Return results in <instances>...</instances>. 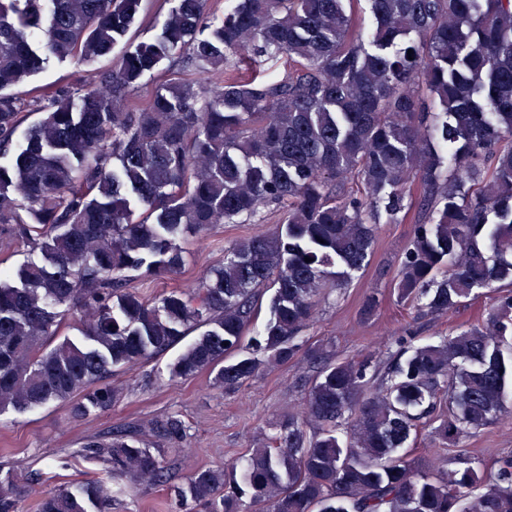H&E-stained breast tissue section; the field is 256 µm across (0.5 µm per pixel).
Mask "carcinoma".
Instances as JSON below:
<instances>
[{"mask_svg":"<svg viewBox=\"0 0 512 512\" xmlns=\"http://www.w3.org/2000/svg\"><path fill=\"white\" fill-rule=\"evenodd\" d=\"M142 5L0 0V239L40 254L0 267V413L105 410L113 371L191 330L175 378L207 370L231 390L286 364L321 291L365 266L379 225L414 211L397 301L443 315L488 290L482 323L400 340L384 375L309 348L322 366L302 411L244 462L194 473L182 498L205 512H512V456L447 469L410 450L427 427L446 448L512 411V0H233L218 25L207 0H177L111 70L36 96L42 117L13 144L12 89L50 57L111 55ZM281 55L288 70L259 78ZM165 60L198 78L133 98ZM270 207L275 231L236 241L198 284L151 302L129 290L180 274L189 232L260 224ZM263 286L268 318L248 337ZM69 312L85 341L47 347ZM157 431L176 441L185 427L170 415ZM86 448L116 477L164 476L162 455L122 431ZM19 503L0 486V512ZM111 506L112 489L88 482L36 512Z\"/></svg>","mask_w":512,"mask_h":512,"instance_id":"1","label":"carcinoma"}]
</instances>
